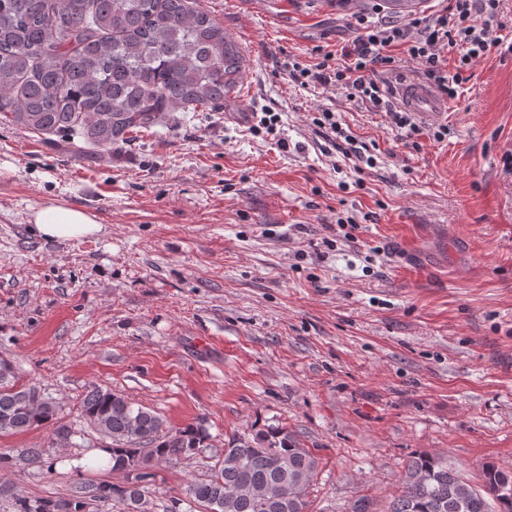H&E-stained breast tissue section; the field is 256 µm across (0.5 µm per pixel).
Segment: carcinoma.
<instances>
[{"label":"carcinoma","mask_w":512,"mask_h":512,"mask_svg":"<svg viewBox=\"0 0 512 512\" xmlns=\"http://www.w3.org/2000/svg\"><path fill=\"white\" fill-rule=\"evenodd\" d=\"M245 61L202 7L188 0H0V112L41 134L67 132L93 150L150 129L177 108L224 104ZM62 408L35 386L16 385L0 360V435L48 425L66 441ZM80 414L112 451L125 482L80 480L64 496L27 497L0 484L12 512H148L153 463L179 462L213 447L201 424L173 428L155 411L93 386ZM319 466L295 435L280 427L234 434L211 475L186 489L203 512H309ZM387 512H512V473L486 466L474 485L448 459L417 453Z\"/></svg>","instance_id":"carcinoma-1"}]
</instances>
